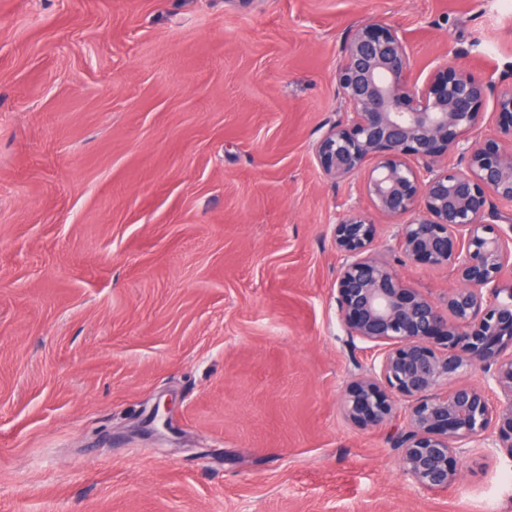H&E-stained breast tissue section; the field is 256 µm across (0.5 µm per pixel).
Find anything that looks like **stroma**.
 Returning <instances> with one entry per match:
<instances>
[{"label":"stroma","mask_w":512,"mask_h":512,"mask_svg":"<svg viewBox=\"0 0 512 512\" xmlns=\"http://www.w3.org/2000/svg\"><path fill=\"white\" fill-rule=\"evenodd\" d=\"M377 19L512 86L504 0H0V512H512L511 457L427 490L342 411L329 229L370 206L313 146Z\"/></svg>","instance_id":"stroma-1"}]
</instances>
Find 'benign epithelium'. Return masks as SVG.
Segmentation results:
<instances>
[{"mask_svg": "<svg viewBox=\"0 0 512 512\" xmlns=\"http://www.w3.org/2000/svg\"><path fill=\"white\" fill-rule=\"evenodd\" d=\"M336 84L350 119L316 142L317 164L338 180L364 172L363 194L387 220L423 212L398 224L400 253L460 283L442 306L396 274L369 217L355 211L333 225L338 311L372 351L343 409L382 427L409 402L402 468L424 489H446L454 458L471 448L512 457V86L446 61L420 84L407 38L380 21L350 30ZM490 99L495 135L471 142ZM455 153L460 162L440 165ZM475 366L486 382L460 381ZM442 382L447 390L433 393Z\"/></svg>", "mask_w": 512, "mask_h": 512, "instance_id": "obj_1", "label": "benign epithelium"}]
</instances>
